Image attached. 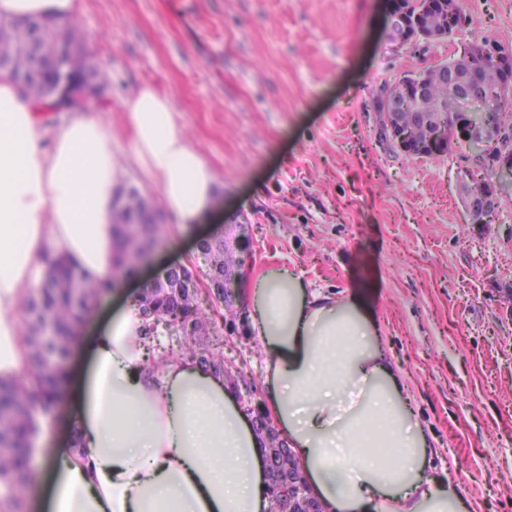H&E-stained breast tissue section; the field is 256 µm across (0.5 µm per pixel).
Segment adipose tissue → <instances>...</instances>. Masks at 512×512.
<instances>
[{
    "instance_id": "1",
    "label": "adipose tissue",
    "mask_w": 512,
    "mask_h": 512,
    "mask_svg": "<svg viewBox=\"0 0 512 512\" xmlns=\"http://www.w3.org/2000/svg\"><path fill=\"white\" fill-rule=\"evenodd\" d=\"M79 0H0V15L68 20ZM132 157L180 229L210 212L216 176L175 118L170 97L143 86L126 103ZM38 104L0 77V378L28 360L24 303L52 249L92 278L111 274L115 192L125 176L113 135L75 114L46 136ZM265 359L270 414L309 494L325 512H463L460 484L435 476L433 450L384 349L361 290L336 297L296 272L266 268L248 299ZM135 301L92 342L89 366L61 398L78 448L45 458L44 512H266L265 444L223 371L186 356L148 362Z\"/></svg>"
}]
</instances>
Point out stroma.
I'll use <instances>...</instances> for the list:
<instances>
[{"label": "stroma", "mask_w": 512, "mask_h": 512, "mask_svg": "<svg viewBox=\"0 0 512 512\" xmlns=\"http://www.w3.org/2000/svg\"><path fill=\"white\" fill-rule=\"evenodd\" d=\"M393 0H80L93 64L111 78L97 117L125 184L160 203L131 158L124 99L171 97L213 169L214 212L169 228L137 275L82 327L92 337L141 280L195 255L199 237L243 231L250 276L294 269L328 293L360 286L429 435L433 470L460 483L464 512H512V194L471 223L460 177L469 146L410 159L379 136L375 102L403 76L483 40L512 49V0H460L452 36L394 50ZM208 345L243 370L239 403L264 399L255 336L218 326Z\"/></svg>", "instance_id": "35a3bbf8"}]
</instances>
